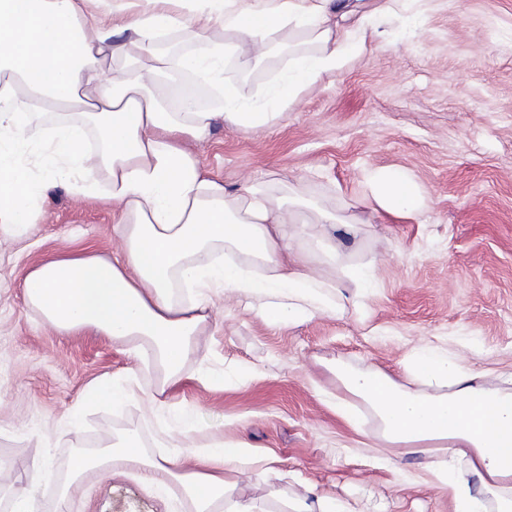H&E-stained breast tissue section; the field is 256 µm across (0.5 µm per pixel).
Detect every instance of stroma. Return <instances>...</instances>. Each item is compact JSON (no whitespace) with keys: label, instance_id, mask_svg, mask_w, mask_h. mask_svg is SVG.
Returning a JSON list of instances; mask_svg holds the SVG:
<instances>
[{"label":"stroma","instance_id":"obj_1","mask_svg":"<svg viewBox=\"0 0 512 512\" xmlns=\"http://www.w3.org/2000/svg\"><path fill=\"white\" fill-rule=\"evenodd\" d=\"M183 23L176 54L194 51L192 33L226 38L207 22V0H172ZM419 12L408 0L388 17L369 53L348 69L300 94L273 127H216L190 146L200 170L235 188L273 182L278 194L301 191L307 201L337 210L359 197L367 167L411 172L429 198L421 223L365 209L360 234L332 228L337 247L353 260L377 259L373 290L343 318L318 317L274 326L235 302L216 299L184 379L169 403L196 410L205 434L244 442L336 497L386 512H453L447 492L406 484L422 460L388 449V466L351 456L358 433L376 422L358 408L351 429L327 403L339 394L332 367L378 369L404 381L413 347L450 346L457 360L499 384L512 375V0H442ZM288 34L274 36L257 68L239 73L225 60L223 76L254 97L288 63ZM120 208L104 194L64 187L21 239L0 233V490L26 481L30 459L51 456L62 469L80 444L106 445L126 431L140 435L148 457L168 453L172 422L147 394L155 371L140 373V396L119 408L84 404L89 385L120 378L133 367L126 349L92 330L62 335L31 309L23 293L41 260L88 250L120 254L113 232ZM249 369L250 378L224 387L195 381L198 368ZM78 429L63 420L76 403ZM72 512H167L130 478L88 474Z\"/></svg>","mask_w":512,"mask_h":512}]
</instances>
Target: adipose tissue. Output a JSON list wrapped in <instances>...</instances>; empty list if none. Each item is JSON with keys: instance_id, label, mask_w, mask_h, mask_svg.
Here are the masks:
<instances>
[{"instance_id": "adipose-tissue-1", "label": "adipose tissue", "mask_w": 512, "mask_h": 512, "mask_svg": "<svg viewBox=\"0 0 512 512\" xmlns=\"http://www.w3.org/2000/svg\"><path fill=\"white\" fill-rule=\"evenodd\" d=\"M151 2V9L108 26L104 16L123 13L125 0H0V232L27 234L57 181L75 194L94 193L100 170L121 206L114 226L124 243L121 257L75 252L44 260L25 279L26 300L59 333L92 329L134 358L125 379L92 383L90 402L121 405L136 397L140 370L157 369L161 387L148 398L171 413L194 461L183 471L173 459L146 457L137 433L128 432L93 455L73 457L57 490L59 512H69L87 473L105 475L119 463L169 504L184 500L190 512H357L307 480L302 491H281L269 501L243 498L234 474L269 470L268 461L245 443L201 433L193 413L171 407L161 393L182 381L213 295L245 302L270 323L343 316L347 284L369 293L376 262L351 261L326 233L341 224L356 235L363 221L348 210L301 213L267 184L229 191L204 177L178 142L204 140L219 124H278L324 74L367 54L395 0H220L210 20L226 40L201 42L178 58L179 66L215 78L230 56L249 72L282 31L306 48L290 52L287 67L254 100L225 82L216 112L187 103L167 111L147 85L156 66L110 70L113 59L179 28L165 0ZM33 95L58 108L37 129ZM93 131L100 138L95 150L88 146ZM38 143L39 182L25 163ZM359 183L362 203L403 220L419 221L427 207L404 171L366 168ZM333 371L345 391L337 415L354 422L358 400L378 423L362 453L384 463L387 448L401 446L425 459L432 485L447 490L454 512H512V387L479 383L438 346L407 355L404 385L340 362ZM26 471L30 484L9 491L11 512H38L35 484L52 476L45 456Z\"/></svg>"}]
</instances>
